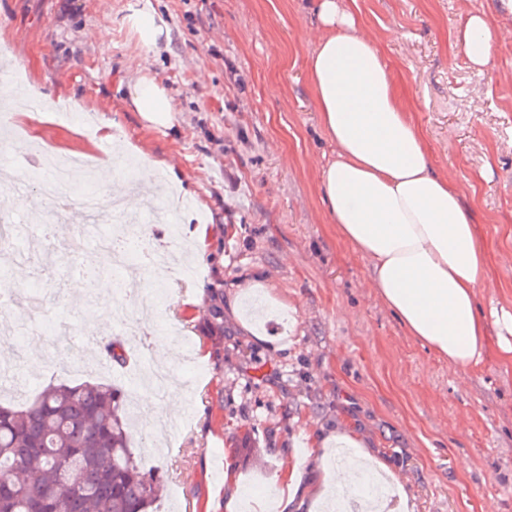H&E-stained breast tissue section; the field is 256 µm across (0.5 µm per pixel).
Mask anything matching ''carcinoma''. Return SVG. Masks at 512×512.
I'll list each match as a JSON object with an SVG mask.
<instances>
[{
	"mask_svg": "<svg viewBox=\"0 0 512 512\" xmlns=\"http://www.w3.org/2000/svg\"><path fill=\"white\" fill-rule=\"evenodd\" d=\"M24 469L39 482L15 481ZM161 482L137 463L112 384L61 382L25 406L0 404V512H158Z\"/></svg>",
	"mask_w": 512,
	"mask_h": 512,
	"instance_id": "obj_1",
	"label": "carcinoma"
}]
</instances>
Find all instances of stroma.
<instances>
[{
    "mask_svg": "<svg viewBox=\"0 0 512 512\" xmlns=\"http://www.w3.org/2000/svg\"><path fill=\"white\" fill-rule=\"evenodd\" d=\"M338 4L383 50L434 171L473 217L488 254L480 314L512 310V12L502 0ZM132 6L152 7L170 31L147 56L179 117L166 131L144 128L126 105ZM482 12L495 45L479 69L455 35L468 14ZM104 26L107 44L98 38ZM320 35L315 0H0V56L15 63L5 79L38 88L48 102L9 113L6 127L25 134L0 149L90 156L102 166L113 164L115 143L140 166L159 162L160 181L192 204L175 218L184 231L175 248L191 251L196 273L172 268L153 306L160 333L149 361L185 380L178 393L193 410L170 416L158 451L145 446L152 414L141 412L130 431L143 468L171 473L160 512H327L338 434L353 439V458L385 466L394 512H512V362L499 354L496 327L482 361L456 371L409 336L331 221L319 174L336 146L308 77ZM81 221L72 207L53 234L0 242V284L44 299L41 321L16 305L0 315V352L46 324L72 330L64 346L47 334L22 349L18 373L28 383L0 387L1 403H29L62 380L137 395L128 374L139 327L120 323L98 284L74 286L83 268L104 262L93 250L67 249ZM114 340L125 364L98 369L94 354ZM288 462L298 466L293 480L275 486Z\"/></svg>",
    "mask_w": 512,
    "mask_h": 512,
    "instance_id": "35a3bbf8",
    "label": "stroma"
}]
</instances>
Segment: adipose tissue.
<instances>
[{
    "instance_id": "adipose-tissue-1",
    "label": "adipose tissue",
    "mask_w": 512,
    "mask_h": 512,
    "mask_svg": "<svg viewBox=\"0 0 512 512\" xmlns=\"http://www.w3.org/2000/svg\"><path fill=\"white\" fill-rule=\"evenodd\" d=\"M325 34L313 50L309 80L320 123L338 149L320 173L340 236L369 263L375 288L411 336L459 371L480 363L487 325L476 306L486 265L459 194L437 175L426 141L401 101L379 48L357 31L336 0H317ZM135 78L128 107L148 128L177 122L166 88L145 64L169 37L153 9L127 18ZM456 41L469 61L489 64L494 31L467 16Z\"/></svg>"
}]
</instances>
